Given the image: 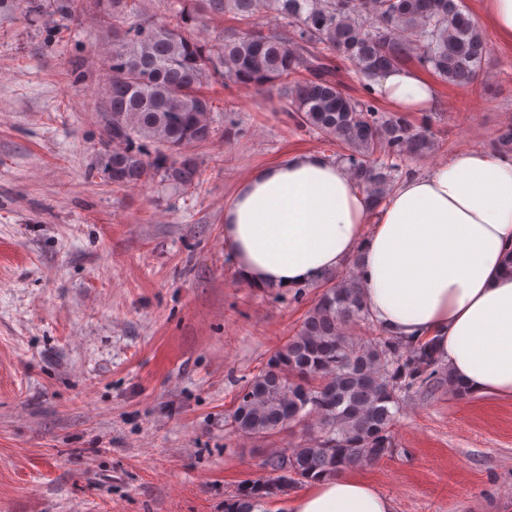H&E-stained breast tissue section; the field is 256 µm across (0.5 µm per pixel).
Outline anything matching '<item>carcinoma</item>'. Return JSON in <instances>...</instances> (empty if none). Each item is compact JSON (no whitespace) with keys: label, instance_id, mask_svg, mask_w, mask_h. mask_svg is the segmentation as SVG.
I'll use <instances>...</instances> for the list:
<instances>
[{"label":"carcinoma","instance_id":"cac0c4a2","mask_svg":"<svg viewBox=\"0 0 512 512\" xmlns=\"http://www.w3.org/2000/svg\"><path fill=\"white\" fill-rule=\"evenodd\" d=\"M142 0H94L112 34L107 58L101 166L116 187L156 181L195 184L193 147L218 131L212 79L224 87L288 93L289 118L340 155L372 207L392 191L404 158L435 149L432 117L415 124L375 105L373 85L408 63L452 85L474 83L486 56L482 29L462 0H166L168 17L147 15ZM272 13L279 24L264 28ZM213 16L233 25L208 45L194 29ZM340 61L354 64L365 96L340 89ZM299 330L245 382L228 425L270 438L308 416L316 430L261 461L264 476L240 486L224 512H253L318 477L334 476L393 453L399 394L439 379L427 344L378 331L357 341L345 328L371 315L355 279L324 278Z\"/></svg>","mask_w":512,"mask_h":512}]
</instances>
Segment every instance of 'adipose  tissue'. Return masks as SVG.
I'll use <instances>...</instances> for the list:
<instances>
[{
    "instance_id": "adipose-tissue-1",
    "label": "adipose tissue",
    "mask_w": 512,
    "mask_h": 512,
    "mask_svg": "<svg viewBox=\"0 0 512 512\" xmlns=\"http://www.w3.org/2000/svg\"><path fill=\"white\" fill-rule=\"evenodd\" d=\"M383 101L422 112L433 80L403 67L378 85ZM224 247L254 288L319 283L355 265L374 321L430 341L452 380L475 395L512 397V153L473 149L405 175L370 208L346 164L291 151L245 175L224 206ZM287 512H394L392 499L349 475L322 478Z\"/></svg>"
}]
</instances>
